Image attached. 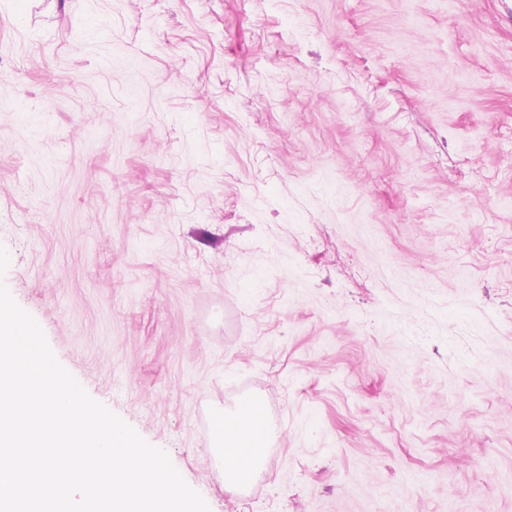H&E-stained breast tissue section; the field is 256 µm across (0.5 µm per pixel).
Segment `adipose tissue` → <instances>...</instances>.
Masks as SVG:
<instances>
[{
  "label": "adipose tissue",
  "instance_id": "ef3b65f1",
  "mask_svg": "<svg viewBox=\"0 0 512 512\" xmlns=\"http://www.w3.org/2000/svg\"><path fill=\"white\" fill-rule=\"evenodd\" d=\"M216 419L217 433L210 448L216 471L225 485L244 487L263 464L269 428L255 409L220 412Z\"/></svg>",
  "mask_w": 512,
  "mask_h": 512
}]
</instances>
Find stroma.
Returning <instances> with one entry per match:
<instances>
[{"label": "stroma", "instance_id": "1", "mask_svg": "<svg viewBox=\"0 0 512 512\" xmlns=\"http://www.w3.org/2000/svg\"><path fill=\"white\" fill-rule=\"evenodd\" d=\"M0 245L210 512H512V0H0ZM217 433L209 452L226 486L243 488L264 461L269 428L256 409L216 414Z\"/></svg>", "mask_w": 512, "mask_h": 512}]
</instances>
